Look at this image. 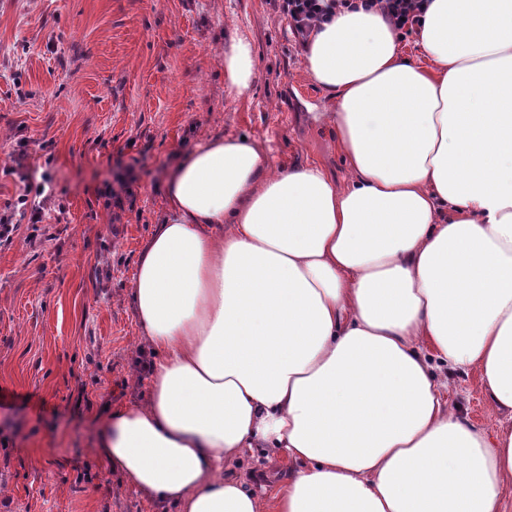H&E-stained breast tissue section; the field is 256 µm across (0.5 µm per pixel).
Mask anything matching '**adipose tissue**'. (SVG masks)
I'll return each instance as SVG.
<instances>
[{
	"instance_id": "obj_1",
	"label": "adipose tissue",
	"mask_w": 512,
	"mask_h": 512,
	"mask_svg": "<svg viewBox=\"0 0 512 512\" xmlns=\"http://www.w3.org/2000/svg\"><path fill=\"white\" fill-rule=\"evenodd\" d=\"M400 42L336 7L304 47L344 185L239 138L167 176L131 284L148 395L98 452L168 512H512V0H427L423 63ZM224 71L250 88L248 42ZM472 366L492 433L437 379ZM257 448L303 465L266 498L237 472Z\"/></svg>"
}]
</instances>
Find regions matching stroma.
<instances>
[{
	"label": "stroma",
	"instance_id": "obj_1",
	"mask_svg": "<svg viewBox=\"0 0 512 512\" xmlns=\"http://www.w3.org/2000/svg\"><path fill=\"white\" fill-rule=\"evenodd\" d=\"M238 38L256 62L244 94L224 78ZM334 109L269 0H0V212L48 188L31 198L42 232L21 224L0 248V512H156L96 442L107 409L148 392L130 288L167 172L201 140L245 137L271 169L315 162L344 183ZM447 379L449 403L495 431L479 370ZM238 469L268 495L297 466Z\"/></svg>",
	"mask_w": 512,
	"mask_h": 512
}]
</instances>
